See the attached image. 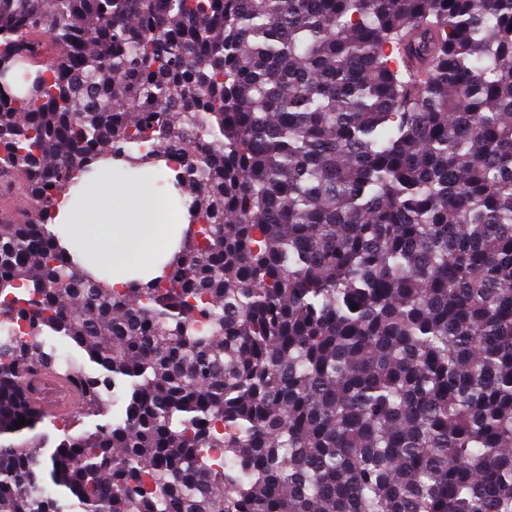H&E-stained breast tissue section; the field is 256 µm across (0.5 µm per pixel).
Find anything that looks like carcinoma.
I'll return each mask as SVG.
<instances>
[{
  "instance_id": "carcinoma-1",
  "label": "carcinoma",
  "mask_w": 512,
  "mask_h": 512,
  "mask_svg": "<svg viewBox=\"0 0 512 512\" xmlns=\"http://www.w3.org/2000/svg\"><path fill=\"white\" fill-rule=\"evenodd\" d=\"M106 159L188 220L124 288L55 230ZM3 174L0 512H512V0H0ZM46 378L55 388L57 398L54 401V410L56 413L60 414V417H56L54 422L46 421L45 424L41 427V430L46 433L48 438V448H43L40 451V459L44 462L48 461L51 448L54 447L55 444L58 443V441L61 439L63 435V428L69 426L68 429H70L72 427L73 420L78 419L76 412L74 413L75 410L70 415H64L69 414L76 407L74 402L76 394L73 391L74 386L72 383L51 375L46 376Z\"/></svg>"
}]
</instances>
